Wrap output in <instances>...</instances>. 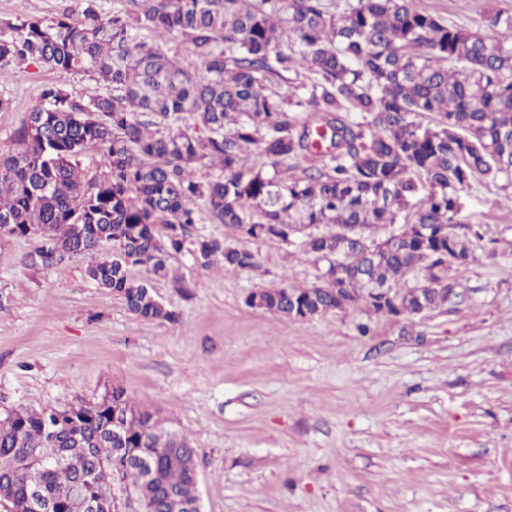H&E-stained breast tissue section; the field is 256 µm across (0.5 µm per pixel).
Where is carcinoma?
I'll return each instance as SVG.
<instances>
[{
  "instance_id": "cac0c4a2",
  "label": "carcinoma",
  "mask_w": 512,
  "mask_h": 512,
  "mask_svg": "<svg viewBox=\"0 0 512 512\" xmlns=\"http://www.w3.org/2000/svg\"><path fill=\"white\" fill-rule=\"evenodd\" d=\"M103 14L77 0L45 24L30 18L0 28V70L35 65L94 81L76 95L48 86L0 155V226L37 235L31 264L59 266L107 254L87 267L99 287L150 321L174 322L146 283L145 266L183 287L169 260L188 252L209 269L257 265L246 242L303 238L329 262L312 288L263 289L247 296L291 319L365 302L409 317L451 288L448 267L472 251L455 232L459 193L481 176L512 184V13L485 18L487 39L418 9L414 0H126ZM170 35L180 58L142 33ZM305 72L282 91L274 79ZM194 113L205 129H182ZM367 114L363 124L352 114ZM102 157L87 177L79 158ZM256 164L247 165L250 153ZM306 159L301 172L288 161ZM222 175L195 180L193 165ZM428 195L410 210L422 187ZM232 227L242 243L191 238L203 215ZM381 224L403 230L369 239ZM333 230L315 233L313 229ZM425 265L428 278L407 285ZM394 288L397 308L372 301L370 288ZM196 450L158 425L122 388L65 410L0 412V495L15 512H40L77 481L92 498L131 485L143 512H169L175 499L198 512Z\"/></svg>"
}]
</instances>
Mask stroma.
Returning a JSON list of instances; mask_svg holds the SVG:
<instances>
[{"label": "stroma", "instance_id": "stroma-1", "mask_svg": "<svg viewBox=\"0 0 512 512\" xmlns=\"http://www.w3.org/2000/svg\"><path fill=\"white\" fill-rule=\"evenodd\" d=\"M492 37L484 16L512 0H416ZM67 0H0V26L51 23ZM79 94L88 77L0 70V153L43 85ZM480 228L448 279L462 302L415 317L356 303L290 319L249 307L254 291L322 284L326 260L251 241L254 269L170 263L151 279L176 321H148L89 279L85 259L32 265L36 237L0 238V410L64 409L121 387L181 430L197 456L202 512H512V186L460 194ZM368 325L361 335L359 325Z\"/></svg>", "mask_w": 512, "mask_h": 512}]
</instances>
